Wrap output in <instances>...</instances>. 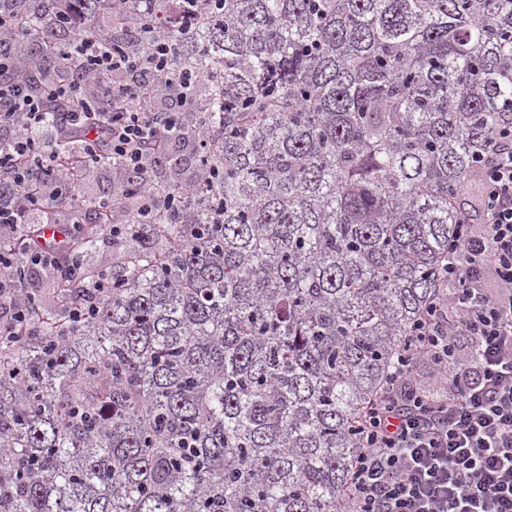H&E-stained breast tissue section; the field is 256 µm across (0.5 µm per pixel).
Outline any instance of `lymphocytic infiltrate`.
<instances>
[{"mask_svg": "<svg viewBox=\"0 0 512 512\" xmlns=\"http://www.w3.org/2000/svg\"><path fill=\"white\" fill-rule=\"evenodd\" d=\"M78 53L114 76L109 123L80 113L62 117L68 134L107 142L120 170L150 175L173 142L186 104L173 87L158 92L151 73H130L129 57L87 39ZM165 97L166 111L148 108ZM9 122L0 121V260L15 255L20 158L33 152L29 133L44 118L21 80L0 86ZM483 221L459 218L440 293L396 356L386 385L359 424L361 448L343 512H512V138L482 155ZM470 337L469 353L456 339ZM439 367L441 389L410 391L415 366Z\"/></svg>", "mask_w": 512, "mask_h": 512, "instance_id": "lymphocytic-infiltrate-1", "label": "lymphocytic infiltrate"}]
</instances>
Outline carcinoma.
Masks as SVG:
<instances>
[{
	"instance_id": "obj_1",
	"label": "carcinoma",
	"mask_w": 512,
	"mask_h": 512,
	"mask_svg": "<svg viewBox=\"0 0 512 512\" xmlns=\"http://www.w3.org/2000/svg\"><path fill=\"white\" fill-rule=\"evenodd\" d=\"M0 0L44 111L110 112L74 86L70 39L170 48L187 137L209 140L176 211L116 243L91 321L35 316L0 346V512H341L357 424L438 295L474 161L512 128V0ZM33 179L57 169L54 126ZM79 223L49 268L63 291L103 267L94 196L36 205Z\"/></svg>"
}]
</instances>
